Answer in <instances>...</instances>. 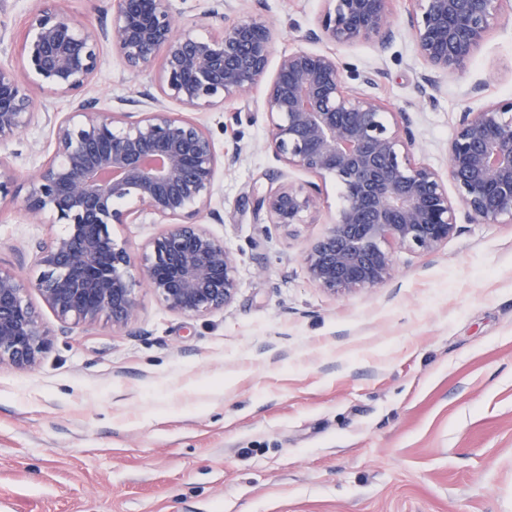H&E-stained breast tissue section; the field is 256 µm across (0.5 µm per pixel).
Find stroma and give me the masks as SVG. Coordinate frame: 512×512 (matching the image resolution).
<instances>
[{"label":"stroma","instance_id":"1","mask_svg":"<svg viewBox=\"0 0 512 512\" xmlns=\"http://www.w3.org/2000/svg\"><path fill=\"white\" fill-rule=\"evenodd\" d=\"M180 27L224 25L221 0H174ZM36 0H0V63L14 60ZM275 34L274 57L335 51L373 72L377 94L410 116L414 158L447 168L459 113L512 98V17L462 72L419 90L424 66L393 0L386 46L313 42L323 0H242ZM103 46L78 101L133 114L159 100ZM76 101L44 94V117L0 146L18 175L53 152L49 117ZM216 148L239 143L220 171L209 231L237 259L224 309L187 318L141 288L136 318L62 323L31 286L58 224L31 223L23 196L0 210V265L28 283L50 343L36 366L0 364V512H512V224L459 218L436 251L395 248L389 282L331 296L304 256L340 205L290 230L252 212L251 193L308 181L266 147L262 91L192 113Z\"/></svg>","mask_w":512,"mask_h":512}]
</instances>
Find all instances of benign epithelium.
<instances>
[{"instance_id":"benign-epithelium-1","label":"benign epithelium","mask_w":512,"mask_h":512,"mask_svg":"<svg viewBox=\"0 0 512 512\" xmlns=\"http://www.w3.org/2000/svg\"><path fill=\"white\" fill-rule=\"evenodd\" d=\"M40 0L27 17L19 55L0 64V143L36 121L37 94L73 97L93 79L107 42L135 76L155 72L162 100L134 117L82 106L57 120L49 160L28 172L24 207L66 225L39 251L34 283L62 321L105 316L120 329L137 315L138 287L170 311L203 317L228 305L238 289L237 260L198 221L213 215L219 156L199 123L171 111L224 108L264 85L268 148L291 169L336 178L343 204L308 249L309 279L324 293L347 295L390 280V246L431 252L448 240L457 214L476 224H512V98L461 113L448 141L447 172L415 162L407 114L377 94L354 90L336 55L296 50L265 75L274 36L254 15L224 0L231 14L217 35L178 30L172 0H113L109 27L98 31L61 5ZM310 38L334 46L392 36V0H324ZM417 56L435 76L464 68L512 0H409ZM16 173L0 157V209L14 199ZM456 198L448 195V184ZM255 212L288 229L320 206L316 186L292 183L252 192ZM160 220L169 229L149 243L140 277L111 224ZM27 286L0 266V363L36 365L48 335L26 300Z\"/></svg>"}]
</instances>
